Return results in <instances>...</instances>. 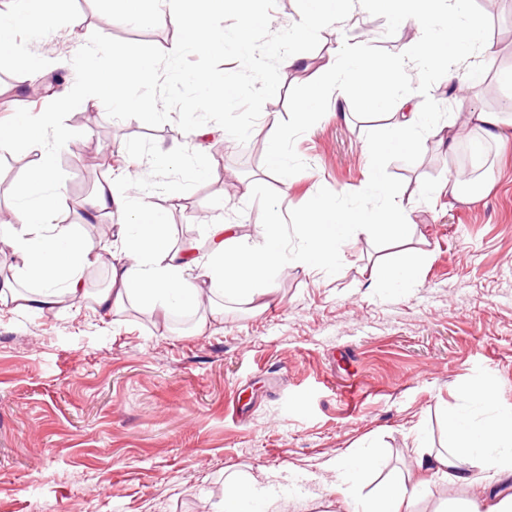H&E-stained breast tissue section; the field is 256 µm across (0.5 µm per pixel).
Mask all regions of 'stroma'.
<instances>
[{"label":"stroma","mask_w":512,"mask_h":512,"mask_svg":"<svg viewBox=\"0 0 512 512\" xmlns=\"http://www.w3.org/2000/svg\"><path fill=\"white\" fill-rule=\"evenodd\" d=\"M79 18L31 49L48 58L95 32L168 49V23L138 29L77 0ZM494 57L468 106L498 113L486 170L474 191L450 193L461 167L438 137L420 132L412 150L373 158L384 114L360 98L327 88L318 112L295 110L320 65L342 43L388 63L410 62L413 31L402 22L386 35L384 18L364 9L322 30L318 47L281 86L264 112L278 113L287 174L269 166L268 129L256 121L246 143L225 149L213 126L205 141L176 121L151 128L112 102L60 110L71 132L56 153L57 217L85 223L78 203L106 178L120 180L134 149L141 175L158 184L151 203L166 212L174 245L202 242L206 222L237 224L248 243L275 229L286 253L302 250L313 202L344 210L369 189L371 176L404 199L415 224L404 286L383 284L395 257L380 235L338 242L333 273L275 271V296L263 308L228 298L223 315L209 305L203 330L177 333L161 314L136 304L112 318L94 303L36 315L0 304V512H224V476L273 487L288 512H348L373 506L388 483L402 480L418 455L448 446L453 409L476 417L512 412V7L470 0ZM26 78L0 72V124L37 111ZM111 142L108 167L89 165L81 144ZM203 148L215 166L195 180L187 168L153 167L159 150ZM37 156L24 148L0 155V214H12L18 186ZM491 388L494 405L471 401ZM366 455L375 466L332 493L336 460ZM476 488L432 479L414 512H463Z\"/></svg>","instance_id":"stroma-1"}]
</instances>
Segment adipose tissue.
I'll return each instance as SVG.
<instances>
[{
  "label": "adipose tissue",
  "mask_w": 512,
  "mask_h": 512,
  "mask_svg": "<svg viewBox=\"0 0 512 512\" xmlns=\"http://www.w3.org/2000/svg\"><path fill=\"white\" fill-rule=\"evenodd\" d=\"M433 3L434 0H412L409 6L415 57L421 66L434 67L443 60L453 65L473 51L489 52L482 23L477 19L469 18L466 39L456 40L457 19L467 13L460 5L446 19L447 37L433 38L427 26ZM112 55L116 63L110 71H91L86 76L92 93L88 105H96L98 96L104 95L132 111L134 119L150 120V113L138 110L131 91L151 78L152 62L127 56L118 48L113 49ZM321 70L333 79L337 95L349 90L364 92L375 107L386 109L387 135L374 143V151L409 147L420 129L442 126L437 117L417 111L413 104L420 92L418 68L406 64L394 68L347 49L328 58ZM401 79L406 81L408 92L401 98L387 99L389 86ZM70 101V91L51 92L43 112L23 115L0 129L1 150L20 143L39 150L21 187L22 202L13 212L15 226L10 236L21 277L28 287L23 292L10 286L0 289L1 302L9 301L38 314L83 302L88 297L84 270L105 262L110 269V286L93 299L97 309L110 315L122 313L131 300L169 312H188L198 309L206 294L245 298L260 306L275 291L269 279L271 270L291 265L328 272L336 266V244L342 239L381 234L401 243L413 235L412 225L395 222L392 217L394 211L402 209V199L389 185L380 182L375 191L365 194L357 208L339 212L328 206H315L304 226L308 245L292 256L284 253L275 230H266L261 243L251 245L243 240L235 224L208 225L204 245L174 247L164 240L166 213L146 200L134 198L140 177L132 170L122 182H100L83 201L88 217L115 210L124 216L123 223L111 225L107 242L92 244L76 225L58 221L59 197L50 189L55 153L68 138L65 130L55 127L52 116L54 110ZM447 428L448 448L429 458H418L416 471L432 472L438 480L451 485L481 482L480 497L471 500L465 512H512V493L495 489L496 483L512 478V413L475 424L452 413Z\"/></svg>",
  "instance_id": "adipose-tissue-1"
}]
</instances>
